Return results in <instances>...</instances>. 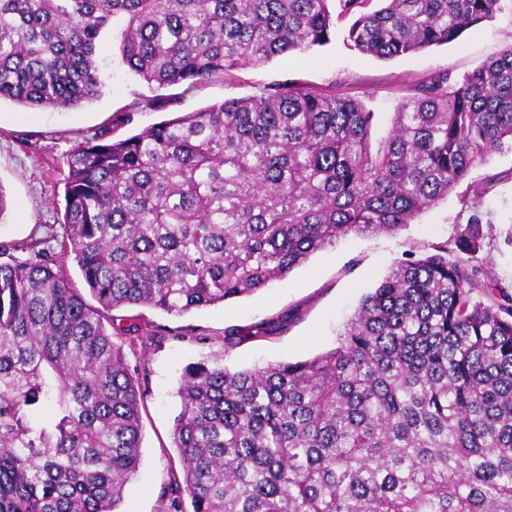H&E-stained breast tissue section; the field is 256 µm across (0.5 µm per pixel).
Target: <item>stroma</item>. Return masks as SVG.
<instances>
[{
    "label": "stroma",
    "instance_id": "obj_1",
    "mask_svg": "<svg viewBox=\"0 0 512 512\" xmlns=\"http://www.w3.org/2000/svg\"><path fill=\"white\" fill-rule=\"evenodd\" d=\"M350 18L336 20L328 44L303 54L277 56L259 66H241L215 75L193 89L176 86L166 109L147 107L153 91L120 61L117 44L106 40L98 51L104 85L98 97L69 110L0 103V244H27L44 239L63 214L64 160L72 148L105 127L126 138L143 128L227 99L250 97L265 89L292 84L362 101L379 121L374 139L387 136L397 105L437 74L459 78L500 55L512 44V8L466 30L456 41L418 53L382 59L350 47ZM132 121L115 126L116 116ZM487 212L480 227V248L470 261L484 275L512 292V153L492 155L475 167L447 198L416 216L396 234L351 235L321 250L285 280L253 295L221 305L169 315L150 312L167 339L138 350L131 366L146 369L142 412V464L125 489L122 512H158V495L170 465L178 463L171 446L180 411L177 389L184 368L199 361L229 369L261 367L279 361L306 360L337 344L346 321L406 253H431L434 246L455 244L471 206ZM287 315L284 327L267 338L251 339L232 349L224 333Z\"/></svg>",
    "mask_w": 512,
    "mask_h": 512
}]
</instances>
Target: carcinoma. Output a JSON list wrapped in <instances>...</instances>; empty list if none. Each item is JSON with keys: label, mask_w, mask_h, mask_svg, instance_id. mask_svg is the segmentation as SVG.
I'll return each instance as SVG.
<instances>
[{"label": "carcinoma", "mask_w": 512, "mask_h": 512, "mask_svg": "<svg viewBox=\"0 0 512 512\" xmlns=\"http://www.w3.org/2000/svg\"><path fill=\"white\" fill-rule=\"evenodd\" d=\"M331 0H0V101L99 95L107 33L149 85L187 88L329 42ZM339 0L348 40L393 58L454 41L505 0ZM359 101L277 86L68 155L59 251L0 245V512H121L146 397L126 350L248 296L336 239L396 233L512 152V45L438 74L373 143ZM457 248L399 261L310 359L186 366L161 512H512V295ZM30 252L21 258L15 252ZM73 256L97 305L73 287ZM483 299H476L475 292ZM277 328L267 320L233 344Z\"/></svg>", "instance_id": "cac0c4a2"}]
</instances>
